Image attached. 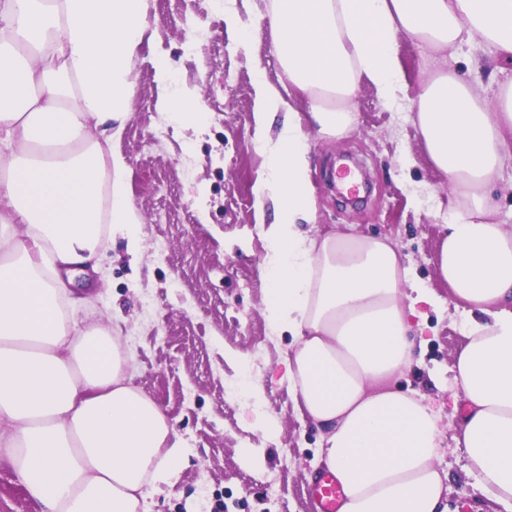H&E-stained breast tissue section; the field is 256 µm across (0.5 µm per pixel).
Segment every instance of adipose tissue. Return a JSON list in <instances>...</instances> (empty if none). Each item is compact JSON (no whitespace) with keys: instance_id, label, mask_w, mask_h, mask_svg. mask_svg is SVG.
Instances as JSON below:
<instances>
[{"instance_id":"adipose-tissue-1","label":"adipose tissue","mask_w":512,"mask_h":512,"mask_svg":"<svg viewBox=\"0 0 512 512\" xmlns=\"http://www.w3.org/2000/svg\"><path fill=\"white\" fill-rule=\"evenodd\" d=\"M147 10V0H0V452L41 512H150L149 489L175 480L190 455L132 383L119 328H79L70 289L103 234L141 253L144 218L114 142L132 112ZM265 17L288 84L254 69L264 166L253 194L274 211L260 312L294 337L285 376L321 432L340 512H442V417L396 384L415 361L417 307L435 295L389 238L302 231L316 221L306 131H354L362 84L389 100L403 93L398 35L438 53L487 42L512 62V0H269ZM150 63L158 109L202 130L197 92L173 89L167 56ZM413 109L449 186L439 274L470 318L451 382L464 405L454 440L487 496L512 505V228L486 193L512 155V82L490 103L435 69Z\"/></svg>"}]
</instances>
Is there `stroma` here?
Wrapping results in <instances>:
<instances>
[{
	"label": "stroma",
	"instance_id": "35a3bbf8",
	"mask_svg": "<svg viewBox=\"0 0 512 512\" xmlns=\"http://www.w3.org/2000/svg\"><path fill=\"white\" fill-rule=\"evenodd\" d=\"M262 0H149L152 38L133 64V112L117 142L128 162L127 185L144 216L143 253L131 263L126 243L107 238L97 270L75 293L79 326L120 318L133 356V382L174 418L192 448L173 483L150 493L152 512H315L307 483L322 471L320 432L297 414L284 357L288 331L270 329L260 314L265 255L252 187L262 171L253 143V66L272 85L286 76L266 24H253L246 48L225 9L251 22L248 6ZM407 92L395 100L361 86L354 108L358 127L336 141L307 130L317 219L311 232L347 228L398 244L417 277L439 297L421 305L424 342L399 377L403 390L424 395L451 422V368L466 344L468 317L456 309L436 274L438 226L448 214V185L425 162L408 107L424 67L448 65L487 100L512 80L480 42L441 55L398 35ZM169 56L177 84L197 90L207 110L206 130L176 127L156 107L159 88L148 57ZM261 385L260 398L239 385L241 371ZM279 423L278 439L260 426ZM445 430L439 457L448 474L444 512H512L489 500L471 472L465 449ZM263 459L245 466L240 449ZM0 512H39L0 455Z\"/></svg>",
	"mask_w": 512,
	"mask_h": 512
}]
</instances>
